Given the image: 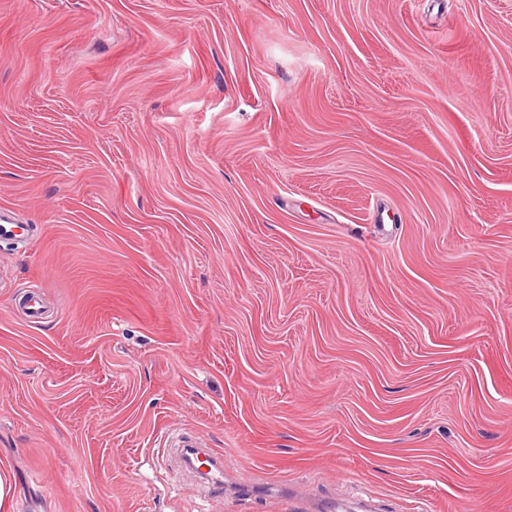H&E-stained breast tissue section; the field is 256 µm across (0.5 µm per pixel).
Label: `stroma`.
Masks as SVG:
<instances>
[{
    "mask_svg": "<svg viewBox=\"0 0 512 512\" xmlns=\"http://www.w3.org/2000/svg\"><path fill=\"white\" fill-rule=\"evenodd\" d=\"M0 207V512H512V0H0ZM0 238L9 239L27 246L30 241V229L26 224H14L7 213L0 215ZM186 463L197 469L206 487L224 494V459L210 448H183ZM204 469V470H202Z\"/></svg>",
    "mask_w": 512,
    "mask_h": 512,
    "instance_id": "obj_1",
    "label": "stroma"
}]
</instances>
